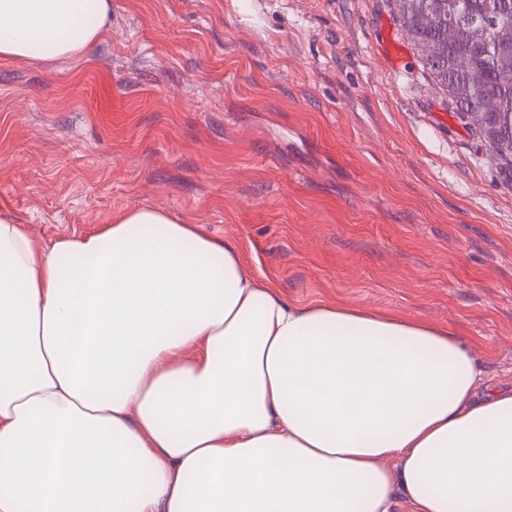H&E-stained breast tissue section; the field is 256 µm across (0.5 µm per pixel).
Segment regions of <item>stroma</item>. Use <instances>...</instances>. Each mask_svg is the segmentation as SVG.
I'll return each instance as SVG.
<instances>
[{
    "mask_svg": "<svg viewBox=\"0 0 512 512\" xmlns=\"http://www.w3.org/2000/svg\"><path fill=\"white\" fill-rule=\"evenodd\" d=\"M139 206L294 302L448 327L512 387V168L391 0H112L88 54L0 62V211L47 241Z\"/></svg>",
    "mask_w": 512,
    "mask_h": 512,
    "instance_id": "stroma-1",
    "label": "stroma"
}]
</instances>
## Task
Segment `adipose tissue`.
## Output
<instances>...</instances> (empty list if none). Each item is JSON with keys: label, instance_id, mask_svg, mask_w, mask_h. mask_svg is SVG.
<instances>
[{"label": "adipose tissue", "instance_id": "adipose-tissue-1", "mask_svg": "<svg viewBox=\"0 0 512 512\" xmlns=\"http://www.w3.org/2000/svg\"><path fill=\"white\" fill-rule=\"evenodd\" d=\"M111 16L0 0V61L87 53ZM0 512H512V389L168 212L48 244L0 212Z\"/></svg>", "mask_w": 512, "mask_h": 512}]
</instances>
